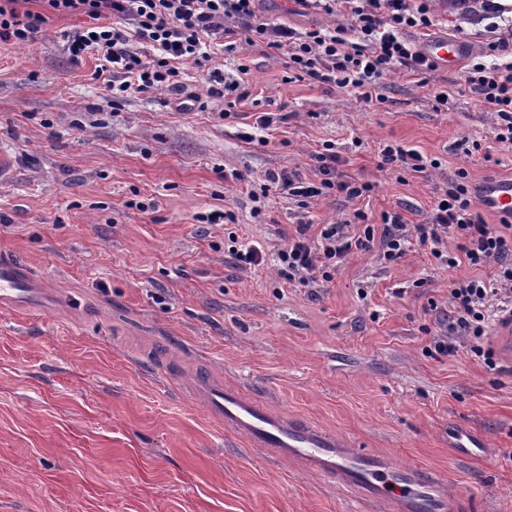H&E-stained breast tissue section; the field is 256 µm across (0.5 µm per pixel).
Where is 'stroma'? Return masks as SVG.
I'll list each match as a JSON object with an SVG mask.
<instances>
[{"instance_id":"35a3bbf8","label":"stroma","mask_w":512,"mask_h":512,"mask_svg":"<svg viewBox=\"0 0 512 512\" xmlns=\"http://www.w3.org/2000/svg\"><path fill=\"white\" fill-rule=\"evenodd\" d=\"M268 22L298 30L341 16L297 0H261ZM436 24L415 41L448 35L472 54L485 20H461L438 0ZM82 15H54L30 45L0 44V253L46 280L49 306L0 308V512H378L298 463L250 445L214 421L189 381L208 373L397 465L434 471L476 512H512V361L488 369L466 347L431 354L452 279H492L495 266H441L412 243L393 263L356 251L331 282L286 283L273 258L301 224H334L362 210L425 223L439 186L464 168L473 182L512 175L495 149L491 116L461 71L388 76L383 103L350 90L287 81L286 58L247 45L214 65L249 67L252 99L237 117L209 97L201 73L189 90L204 110L178 112L160 93L111 110L67 37ZM455 106L435 111L434 92ZM286 114L266 144L244 140L256 116ZM481 152L456 150L462 138ZM330 142L339 171L373 189L304 204L262 193L266 171L313 179L311 152ZM392 143L439 161L427 178L377 168ZM242 180H233V173ZM260 216H253V208ZM229 209L234 224H202ZM267 259L241 269L232 244ZM481 432L486 455L460 460L448 425Z\"/></svg>"}]
</instances>
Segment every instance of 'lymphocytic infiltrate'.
I'll return each mask as SVG.
<instances>
[{
	"label": "lymphocytic infiltrate",
	"mask_w": 512,
	"mask_h": 512,
	"mask_svg": "<svg viewBox=\"0 0 512 512\" xmlns=\"http://www.w3.org/2000/svg\"><path fill=\"white\" fill-rule=\"evenodd\" d=\"M22 0H0V43L27 45L37 40L49 15L81 14L87 25L68 36L66 50L74 59L94 57V72L109 93L112 106L149 92L170 96L177 111L191 112L197 98L187 84V67L206 74L208 93L223 100L225 117L249 97V68L238 64L224 70L212 66L211 43L222 40L225 52L238 44L282 53L294 79L330 84L355 91L366 103L380 100L386 77L406 70L419 75L434 71L412 38L435 24L431 0H299L306 11L343 14L334 28L297 30L271 24L258 13L259 0H42L43 8H22ZM493 37L481 54L471 58L465 83L492 117L491 135L500 149L512 152V17L496 6L486 12ZM317 178L303 181L298 174L267 171L265 189L293 197L317 198L336 194L354 200L372 183L345 179L333 145L311 155ZM478 189L466 169H458L437 195L426 223H407L400 212L381 216L374 229L362 212L338 224L312 232L301 224L277 252L278 273L289 283L313 287L331 281L337 268L357 250L379 247L391 263L406 253L409 239L429 247L448 268L496 264L493 280L458 278L448 288V332L434 338L436 354L456 352L457 338L495 368L492 351L481 342L497 313L512 306V223L488 224L477 209ZM454 249H447V242Z\"/></svg>",
	"instance_id": "lymphocytic-infiltrate-1"
}]
</instances>
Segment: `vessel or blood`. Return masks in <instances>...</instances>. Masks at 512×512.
<instances>
[{"instance_id":"b4317fda","label":"vessel or blood","mask_w":512,"mask_h":512,"mask_svg":"<svg viewBox=\"0 0 512 512\" xmlns=\"http://www.w3.org/2000/svg\"><path fill=\"white\" fill-rule=\"evenodd\" d=\"M421 51L439 68L453 71L467 55L468 46L457 38L434 37L422 44ZM477 201L485 211L512 217V177L482 182ZM49 297L41 279L0 256L1 305L40 310ZM196 391L218 423L258 447L274 449L305 469L358 491L365 502L385 504L389 512H469L470 502L451 499L445 483L425 468L392 464L384 455L353 447L304 421L274 417L260 401L243 396L238 389L201 383ZM448 445L458 457L473 459L484 453L487 443L455 423L448 428Z\"/></svg>"}]
</instances>
